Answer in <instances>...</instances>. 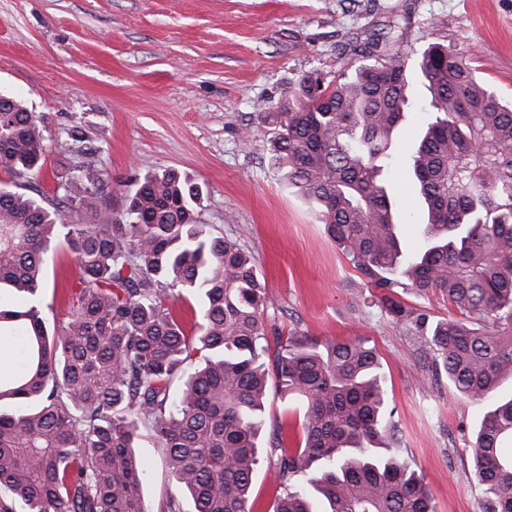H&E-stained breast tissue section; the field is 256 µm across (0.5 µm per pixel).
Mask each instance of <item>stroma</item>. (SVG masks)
Segmentation results:
<instances>
[{"instance_id":"obj_1","label":"stroma","mask_w":512,"mask_h":512,"mask_svg":"<svg viewBox=\"0 0 512 512\" xmlns=\"http://www.w3.org/2000/svg\"><path fill=\"white\" fill-rule=\"evenodd\" d=\"M394 16L401 31L390 51L415 60L429 43L448 45L512 101V0H0V92L23 99L45 137L42 168L20 180L26 194L53 191L57 175L77 163L68 150L76 131L107 172L113 214L144 175L174 169L198 181L201 221L254 256L269 296V339H369L386 375L403 456L422 472L436 512H479L483 493L470 444L487 402L434 378L430 355L407 325L362 304L369 288L313 205L284 183L271 135L258 126L303 74L335 80L357 61V46L378 38ZM427 98L424 86L412 85L395 143L397 167L386 176L410 250L422 240L424 215L400 170L428 119ZM75 274L67 246L47 253V328L66 314L54 283L69 284ZM303 413L301 401L272 397L265 429L282 430L284 448L292 450L302 442ZM138 454L144 501L160 512L177 493L165 453L144 434ZM277 463L270 454L255 473L252 512H273L281 492Z\"/></svg>"}]
</instances>
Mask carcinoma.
<instances>
[{"label": "carcinoma", "mask_w": 512, "mask_h": 512, "mask_svg": "<svg viewBox=\"0 0 512 512\" xmlns=\"http://www.w3.org/2000/svg\"><path fill=\"white\" fill-rule=\"evenodd\" d=\"M362 57L334 81L304 74L263 113L275 164L376 290L363 304L406 323L435 376L488 400L512 379V105L443 44L413 64L372 45ZM415 80L429 91L410 167L427 222L406 254L385 172ZM43 153L32 113L0 95V290L28 297L0 308V342L22 339L17 374L0 377V403L17 405L0 410V512H146L142 426L195 512H249L270 371L275 392L305 404L303 446L278 460L274 512H435L401 458L376 349L297 334L271 348L254 258L198 220L199 184L173 169L147 174L114 217L105 170L90 157L58 178L62 196L45 206L14 190ZM62 243L76 277L63 289L67 318L50 333L44 256ZM183 289L201 298L196 336L171 311ZM438 293L460 316L431 323L403 299ZM195 351L204 365L173 389ZM472 459L480 512H512V397L483 416Z\"/></svg>", "instance_id": "1"}]
</instances>
